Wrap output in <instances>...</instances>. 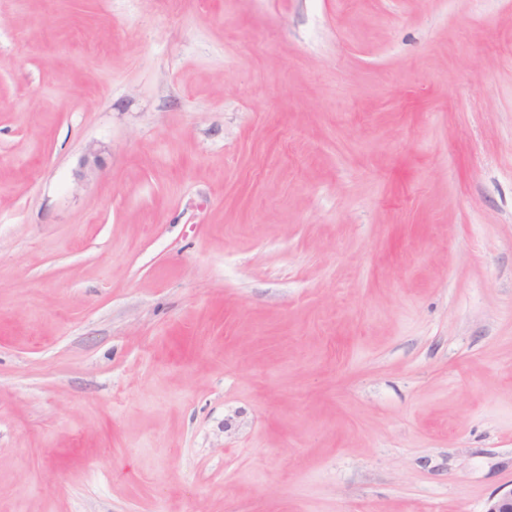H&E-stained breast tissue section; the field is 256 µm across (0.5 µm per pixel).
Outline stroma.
<instances>
[{
	"mask_svg": "<svg viewBox=\"0 0 512 512\" xmlns=\"http://www.w3.org/2000/svg\"><path fill=\"white\" fill-rule=\"evenodd\" d=\"M509 490L512 0H0V512Z\"/></svg>",
	"mask_w": 512,
	"mask_h": 512,
	"instance_id": "stroma-1",
	"label": "stroma"
}]
</instances>
